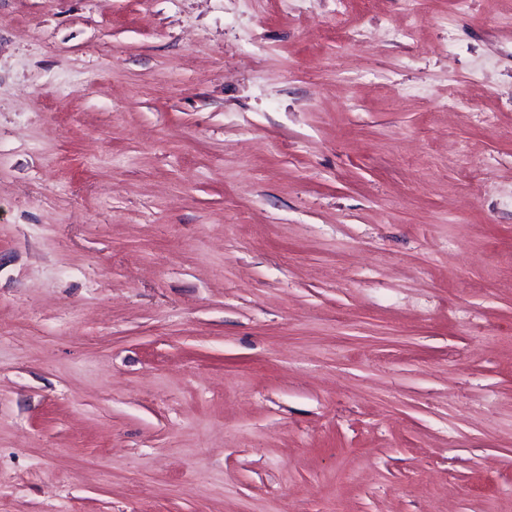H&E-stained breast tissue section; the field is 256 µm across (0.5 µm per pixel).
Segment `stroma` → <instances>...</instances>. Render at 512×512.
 <instances>
[{
	"label": "stroma",
	"mask_w": 512,
	"mask_h": 512,
	"mask_svg": "<svg viewBox=\"0 0 512 512\" xmlns=\"http://www.w3.org/2000/svg\"><path fill=\"white\" fill-rule=\"evenodd\" d=\"M0 512H512V0H0Z\"/></svg>",
	"instance_id": "35a3bbf8"
}]
</instances>
